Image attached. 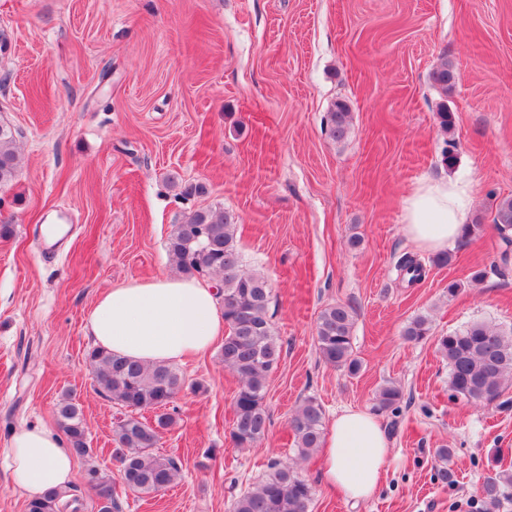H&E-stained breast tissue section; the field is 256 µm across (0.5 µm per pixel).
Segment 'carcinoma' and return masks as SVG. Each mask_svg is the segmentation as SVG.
I'll use <instances>...</instances> for the list:
<instances>
[{
	"label": "carcinoma",
	"mask_w": 512,
	"mask_h": 512,
	"mask_svg": "<svg viewBox=\"0 0 512 512\" xmlns=\"http://www.w3.org/2000/svg\"><path fill=\"white\" fill-rule=\"evenodd\" d=\"M453 65L443 62L430 74L432 84L448 93L456 84ZM348 106L336 102L328 112L326 125L330 135L340 140L347 134ZM19 167L15 150V131L0 125V187L11 182ZM493 224L501 247L496 266L512 264V197L495 205ZM235 214L222 209H200L186 214L173 226L167 250L179 272L190 277H218V290L224 311V336L220 359L224 368L239 383L233 402L231 439L238 448H251L265 436L269 415L264 405L268 377L277 367L281 344L268 316L270 290L266 280L243 270V259L236 247ZM407 283L414 284L424 275L423 267L406 256L399 263ZM354 312L336 303L325 307L315 327L316 346L324 363L358 370L354 357L352 332ZM430 320L425 315L412 318L403 336L420 341L430 335ZM438 353L448 362V391L453 399L464 398L475 404H489L502 395L505 379L512 378V331L496 330L485 323H472L462 329L436 337ZM99 391L128 409L115 429V458L120 463V480L126 491L152 495L167 489L178 477L179 461L155 451L162 433L175 423L170 405L182 388L180 374L169 364L145 366L101 347L87 353ZM401 390L391 384L382 386L375 397V410L398 416ZM154 413L148 419L144 413ZM58 424L64 432L71 454L92 455L87 427L78 405L70 398L57 404ZM323 408L313 398L305 399L290 420L299 454L307 459L322 445ZM452 449L435 450L434 479L448 483V460ZM88 484L103 487L107 495L94 501V512H121L119 495L112 477L97 467L89 468ZM512 487V472L501 471L487 477L481 487L483 512H495L505 487ZM315 489L288 465L279 460L268 463L264 478L250 490L231 499L230 512H309ZM83 503L67 491H49L28 501L26 512H80Z\"/></svg>",
	"instance_id": "cac0c4a2"
}]
</instances>
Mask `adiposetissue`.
<instances>
[{
  "instance_id": "adipose-tissue-1",
  "label": "adipose tissue",
  "mask_w": 512,
  "mask_h": 512,
  "mask_svg": "<svg viewBox=\"0 0 512 512\" xmlns=\"http://www.w3.org/2000/svg\"><path fill=\"white\" fill-rule=\"evenodd\" d=\"M472 201L470 184L441 180L419 188L405 207L404 232L420 248L441 250L457 239ZM99 346L144 363L168 364L207 351L224 331L215 288L184 277L132 280L104 291L87 317ZM389 440L376 417L347 409L323 439L320 478L345 502L371 498L389 462ZM12 486L33 499L67 488L72 456L43 427L16 431L0 460Z\"/></svg>"
}]
</instances>
